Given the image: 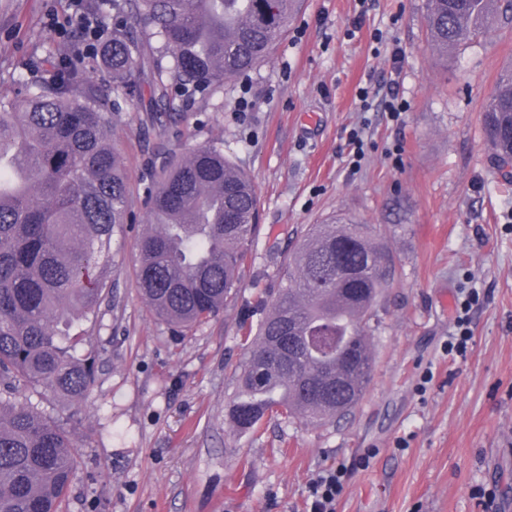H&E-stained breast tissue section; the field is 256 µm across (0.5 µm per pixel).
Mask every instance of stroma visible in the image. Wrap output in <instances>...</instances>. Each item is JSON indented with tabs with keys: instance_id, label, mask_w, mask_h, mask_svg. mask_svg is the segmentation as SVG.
I'll return each mask as SVG.
<instances>
[{
	"instance_id": "obj_1",
	"label": "stroma",
	"mask_w": 512,
	"mask_h": 512,
	"mask_svg": "<svg viewBox=\"0 0 512 512\" xmlns=\"http://www.w3.org/2000/svg\"><path fill=\"white\" fill-rule=\"evenodd\" d=\"M305 2L270 60L223 91L161 126L136 101L120 114L128 222L112 243L110 293L79 326L95 382L80 408L50 392L43 402L73 434L66 512H307L311 482L336 467V512H512V187L481 119L512 70V29L445 62L427 45L425 0ZM74 14L73 0H0V84L43 82L46 49L72 56ZM393 93L407 106L396 118ZM205 146L251 177L259 223L236 294L187 329L154 314L134 269L158 150ZM336 218L368 226L395 270L370 321L368 391L339 421L267 418L239 432L227 406L242 329L268 313L301 229ZM467 288L481 299L467 354L452 356L443 345Z\"/></svg>"
}]
</instances>
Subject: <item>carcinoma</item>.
<instances>
[{
	"mask_svg": "<svg viewBox=\"0 0 512 512\" xmlns=\"http://www.w3.org/2000/svg\"><path fill=\"white\" fill-rule=\"evenodd\" d=\"M293 0H112L104 64L61 68L49 80L0 91V512H63L77 470L70 431L39 405L14 400L23 382L78 405L94 364L76 321L105 290L100 259L126 223L129 192L111 131L128 96L148 87L149 111H180L267 61ZM432 48L448 60L491 26L512 28V0H425ZM490 160L512 156V72L482 111ZM151 229L136 286L166 323L200 326L228 304L257 230L249 176L217 147L165 152L147 194ZM391 279L380 241L344 219L310 224L257 331L241 336L229 417L240 432L281 415L321 426L351 412L374 364L371 313Z\"/></svg>",
	"mask_w": 512,
	"mask_h": 512,
	"instance_id": "1",
	"label": "carcinoma"
}]
</instances>
